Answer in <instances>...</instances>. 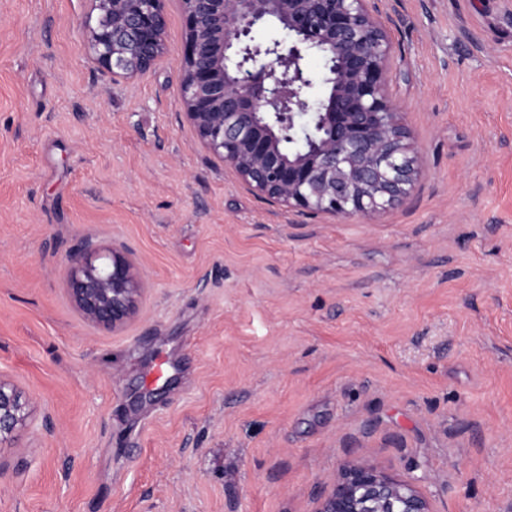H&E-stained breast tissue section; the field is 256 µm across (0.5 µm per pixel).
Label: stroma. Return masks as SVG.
<instances>
[{
    "label": "stroma",
    "instance_id": "obj_1",
    "mask_svg": "<svg viewBox=\"0 0 512 512\" xmlns=\"http://www.w3.org/2000/svg\"><path fill=\"white\" fill-rule=\"evenodd\" d=\"M92 0H0V379L29 403L0 512H316L375 464L433 512H512V0H378L423 173L373 220L250 192L196 141L166 54L112 77ZM116 246L110 332L67 291ZM101 247L87 244L68 260L70 298L93 325L120 329L138 313L145 288L136 264L121 250H108L109 264L99 265Z\"/></svg>",
    "mask_w": 512,
    "mask_h": 512
}]
</instances>
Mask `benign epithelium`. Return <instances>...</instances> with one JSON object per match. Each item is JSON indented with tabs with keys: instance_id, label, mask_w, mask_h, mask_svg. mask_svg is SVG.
<instances>
[{
	"instance_id": "obj_1",
	"label": "benign epithelium",
	"mask_w": 512,
	"mask_h": 512,
	"mask_svg": "<svg viewBox=\"0 0 512 512\" xmlns=\"http://www.w3.org/2000/svg\"><path fill=\"white\" fill-rule=\"evenodd\" d=\"M82 26L94 63L135 79L165 54L169 0H93ZM185 52L178 94L200 146L230 164L260 198L306 215L380 214L410 194L419 147L390 92L392 43L375 0H178ZM276 24L288 45L254 42ZM324 60V96L312 105L304 65ZM87 244L68 260L70 298L90 323L120 329L138 313L145 288L118 249L98 264ZM28 418V402L0 380V446ZM317 512H431L417 488L376 466L334 477Z\"/></svg>"
}]
</instances>
